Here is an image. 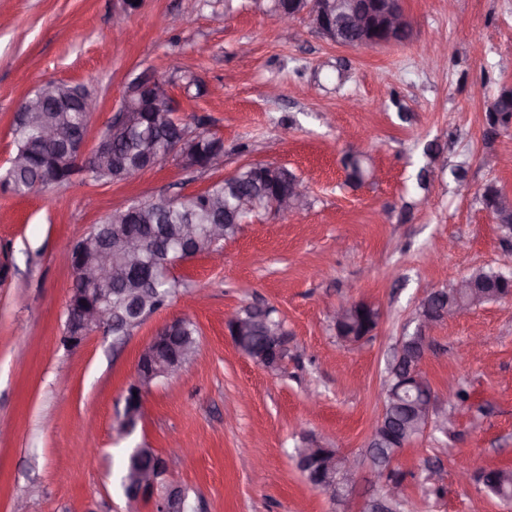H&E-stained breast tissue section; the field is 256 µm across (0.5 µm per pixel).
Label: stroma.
<instances>
[{
    "instance_id": "1",
    "label": "stroma",
    "mask_w": 512,
    "mask_h": 512,
    "mask_svg": "<svg viewBox=\"0 0 512 512\" xmlns=\"http://www.w3.org/2000/svg\"><path fill=\"white\" fill-rule=\"evenodd\" d=\"M407 40L350 48L309 16L289 26L256 0H0V175L15 152L14 110L49 81L81 84L99 108L95 146L126 85L165 81L191 130L224 142L223 171L176 158L120 183L79 178L25 195L0 183V512H124L122 462L147 446L170 459L190 512H362L363 468L341 504L297 468L307 440L367 451L381 384L428 289L477 268L512 272V234L484 208L512 198V128L485 111L512 89V0H403ZM125 15L128 34L112 33ZM163 15L182 25L159 32ZM360 155L365 176L346 162ZM287 168L309 186L304 206L250 216L218 252L178 264L186 287L131 335L63 340L73 244L134 202L206 189L240 166ZM380 312L357 342L336 334L335 307ZM276 309L290 337L281 370L236 349L225 321ZM175 319L198 351L143 397L119 428L139 351ZM421 365L449 429L431 426L392 462L405 512H512L462 465L512 468V300L474 307L429 331ZM468 394L449 400L448 387Z\"/></svg>"
}]
</instances>
